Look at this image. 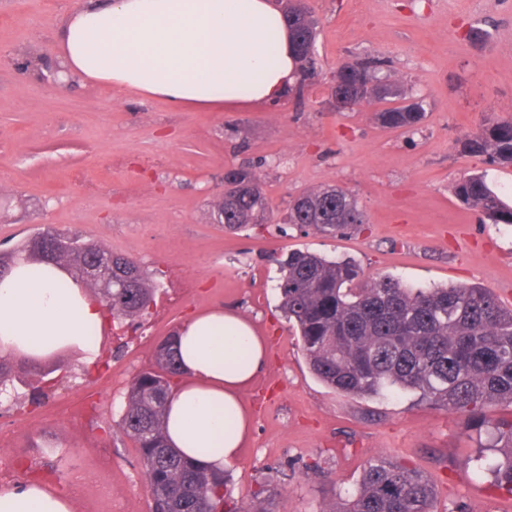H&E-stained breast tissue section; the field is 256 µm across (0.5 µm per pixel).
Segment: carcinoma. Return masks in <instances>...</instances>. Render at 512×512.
I'll return each mask as SVG.
<instances>
[{
    "label": "carcinoma",
    "mask_w": 512,
    "mask_h": 512,
    "mask_svg": "<svg viewBox=\"0 0 512 512\" xmlns=\"http://www.w3.org/2000/svg\"><path fill=\"white\" fill-rule=\"evenodd\" d=\"M299 60L294 89H304L321 76L315 56L317 25L312 6L281 0ZM385 61L376 57L339 63L331 95L349 98L358 107L373 99H401L396 82L379 81ZM423 101L375 113L383 127L417 125L424 118ZM468 154L488 164L512 166V116H492L481 130L461 141ZM228 185L217 202L219 221L241 229L253 220H268V200L248 167L224 174ZM455 198L495 224H512L507 203L481 174L467 175L454 186ZM286 219L321 233L364 223L356 198L327 186L308 190L290 201ZM51 252L50 256L20 243L0 255V278L18 260L30 264L32 274L48 259L73 280L99 288L84 276L95 261L112 276V305L116 321L143 315L154 300L155 286L137 262L113 253L104 245L86 244ZM279 308L295 329L311 372L328 388L352 397L374 398L410 392L428 405L451 414L482 415L499 403L512 404V306L503 305L487 288L457 284L414 288L390 276L354 287L360 269L350 259H328L308 251H294L280 262ZM39 364L29 357L0 356V385L14 376L17 363ZM178 373L177 353L169 342L155 354V368L137 374L127 392L119 426L139 449L151 494V512H275L272 503L253 501L245 507L228 488L229 474L195 469L165 446L164 410L170 388L168 374ZM484 440L471 458L477 476L512 494V420H482ZM434 485L421 471L393 458L368 461L356 487L323 512H435Z\"/></svg>",
    "instance_id": "cac0c4a2"
}]
</instances>
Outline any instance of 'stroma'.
Returning a JSON list of instances; mask_svg holds the SVG:
<instances>
[{
	"instance_id": "stroma-1",
	"label": "stroma",
	"mask_w": 512,
	"mask_h": 512,
	"mask_svg": "<svg viewBox=\"0 0 512 512\" xmlns=\"http://www.w3.org/2000/svg\"><path fill=\"white\" fill-rule=\"evenodd\" d=\"M80 0H0V253L38 228L76 233L145 267L161 284L193 291L161 295L149 314L114 339L103 324L108 364L66 350L44 405L0 403V485L24 481V463L67 494L87 469L110 479L126 512H149L150 491L132 441L120 430L132 378L155 347L192 313L235 307L269 343L264 387L243 395L253 430L226 470L235 498L276 494L277 512H322L354 488L368 459L394 456L434 483L438 512H512L470 462L475 420L419 402L410 393L352 398L310 371L279 309L278 259L295 250L356 261L364 279L390 276L415 287L512 284V224H495L455 199L466 174L487 172L496 190L512 167L463 153L459 139L490 114L512 115V0H312L323 79L275 106L224 111L173 109L104 84L34 81L22 49L53 53L60 21ZM487 28L472 42L470 28ZM378 57L390 80L423 99L410 129L383 128L374 100L351 111L329 104V77L345 59ZM250 167L271 221L231 230L213 210L228 169ZM337 185L365 221L323 235L285 223L303 191ZM100 405L74 426L58 407L88 391Z\"/></svg>"
}]
</instances>
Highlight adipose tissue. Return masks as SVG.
<instances>
[{
	"mask_svg": "<svg viewBox=\"0 0 512 512\" xmlns=\"http://www.w3.org/2000/svg\"><path fill=\"white\" fill-rule=\"evenodd\" d=\"M54 56L62 77L165 99L175 109L278 104L296 79L288 24L271 0H83L60 25ZM20 262L0 280V355L40 359L58 343L81 345L101 324L97 303L44 263ZM180 383L166 400V443L200 470L220 474L250 433L243 392L263 370L268 347L239 313L195 314L176 336ZM0 512H71L37 483L0 487Z\"/></svg>",
	"mask_w": 512,
	"mask_h": 512,
	"instance_id": "1",
	"label": "adipose tissue"
}]
</instances>
